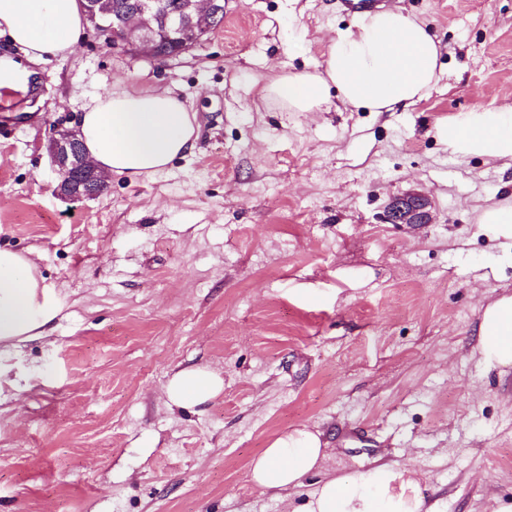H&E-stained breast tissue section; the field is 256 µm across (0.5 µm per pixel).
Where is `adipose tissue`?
<instances>
[{"label": "adipose tissue", "instance_id": "adipose-tissue-1", "mask_svg": "<svg viewBox=\"0 0 512 512\" xmlns=\"http://www.w3.org/2000/svg\"><path fill=\"white\" fill-rule=\"evenodd\" d=\"M83 0H0V37L30 62L72 54L85 33ZM441 45L429 25L401 10L367 12L331 38L322 67L282 72L260 89L282 112H323L330 100L365 112H392L421 100L440 79ZM87 158L107 175L150 177L191 153L196 113L168 90L125 89L97 97L79 117ZM450 153L512 161V104L478 108L439 128ZM62 305L26 255L0 249V345L45 335ZM484 360L512 367V295L488 303L478 326ZM223 380L202 369L167 382L174 405L200 404L222 392ZM328 453L318 434L297 429L277 437L254 458L250 479L264 492L302 487L324 468ZM293 512H428L414 471L382 463L339 474L307 492Z\"/></svg>", "mask_w": 512, "mask_h": 512}]
</instances>
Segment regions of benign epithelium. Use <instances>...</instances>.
<instances>
[{
    "label": "benign epithelium",
    "mask_w": 512,
    "mask_h": 512,
    "mask_svg": "<svg viewBox=\"0 0 512 512\" xmlns=\"http://www.w3.org/2000/svg\"><path fill=\"white\" fill-rule=\"evenodd\" d=\"M159 0H137L134 16L120 15L105 19L93 12L87 14V23L97 36L108 45L129 46L143 58L156 60L158 39L179 44L175 55L189 51L207 41L211 35L208 28H194L184 13L161 15ZM79 138L74 129L58 126L53 129L48 143L52 164L60 182L58 194L68 200L77 201L100 193L96 182L97 168L79 149ZM389 224H429L431 214L428 199L421 194L396 197L385 211Z\"/></svg>",
    "instance_id": "1"
}]
</instances>
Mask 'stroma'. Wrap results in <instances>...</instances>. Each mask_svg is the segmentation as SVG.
I'll return each instance as SVG.
<instances>
[{
	"label": "stroma",
	"instance_id": "1",
	"mask_svg": "<svg viewBox=\"0 0 512 512\" xmlns=\"http://www.w3.org/2000/svg\"><path fill=\"white\" fill-rule=\"evenodd\" d=\"M441 40L443 75L394 112L266 105L274 71L312 69L355 16L346 0H224V24L150 63L86 35L29 67L0 112V248L33 259L63 304L51 336L0 350V512H292L251 460L297 428L325 474L389 462L432 512L512 501V368L480 361L484 307L512 294V241L480 207L512 197V165L451 155L440 127L512 103V0H380ZM169 89L195 149L150 179L112 176L66 202L46 143L98 95ZM428 224H388L397 195ZM224 382L199 405L169 377ZM389 224H428L431 223L428 199L421 194H408L396 197L385 211ZM223 389L224 382L218 375L202 369L179 371L168 380L165 387L168 399L177 406L206 402Z\"/></svg>",
	"mask_w": 512,
	"mask_h": 512
}]
</instances>
